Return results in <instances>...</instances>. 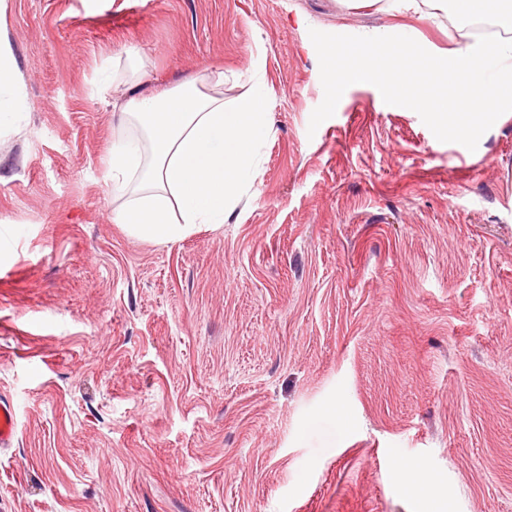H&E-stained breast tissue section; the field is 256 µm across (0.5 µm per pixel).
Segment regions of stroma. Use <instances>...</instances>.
Wrapping results in <instances>:
<instances>
[{
  "mask_svg": "<svg viewBox=\"0 0 512 512\" xmlns=\"http://www.w3.org/2000/svg\"><path fill=\"white\" fill-rule=\"evenodd\" d=\"M448 21L0 0L23 102L0 123V512H512V111L442 137L380 80L325 95L329 47L383 35L441 61ZM112 58L265 97L226 223L175 243L114 223ZM17 432L16 410L13 402L0 397V447L12 446Z\"/></svg>",
  "mask_w": 512,
  "mask_h": 512,
  "instance_id": "1",
  "label": "stroma"
}]
</instances>
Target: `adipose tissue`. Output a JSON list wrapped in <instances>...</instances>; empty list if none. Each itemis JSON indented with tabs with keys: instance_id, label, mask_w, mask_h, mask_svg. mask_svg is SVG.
I'll return each mask as SVG.
<instances>
[{
	"instance_id": "obj_1",
	"label": "adipose tissue",
	"mask_w": 512,
	"mask_h": 512,
	"mask_svg": "<svg viewBox=\"0 0 512 512\" xmlns=\"http://www.w3.org/2000/svg\"><path fill=\"white\" fill-rule=\"evenodd\" d=\"M389 9L448 12L467 26L494 15L504 34L477 42L460 41L448 51L439 90L405 82L389 83L385 94L396 101H422L447 132L467 91L474 115L512 107V0H387ZM419 56L410 42L369 38L328 55L325 94L335 100L344 88L375 79L378 65L394 56ZM99 87L111 92L120 124L137 125L142 138L112 146L104 180L121 199L115 219L135 235L158 242L187 237L194 225L221 224L240 203L260 149L270 131L266 100L259 94L224 102V76L204 69L170 89L149 88L145 78L125 82L119 66H102Z\"/></svg>"
}]
</instances>
